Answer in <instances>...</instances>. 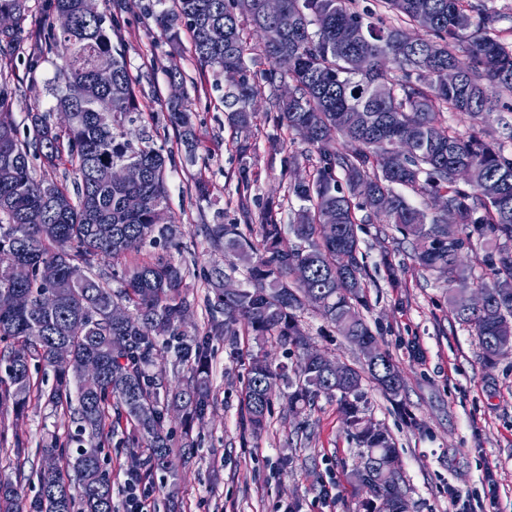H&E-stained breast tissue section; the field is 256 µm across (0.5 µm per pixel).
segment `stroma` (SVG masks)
<instances>
[{
    "label": "stroma",
    "instance_id": "1",
    "mask_svg": "<svg viewBox=\"0 0 512 512\" xmlns=\"http://www.w3.org/2000/svg\"><path fill=\"white\" fill-rule=\"evenodd\" d=\"M114 26L124 40L126 58L137 77L140 115L132 134H146L173 151L167 165L168 211L179 224L180 253L198 267L228 264L223 251L211 247L207 228L224 219L241 220L238 184L248 178L252 211L271 205L290 214V173H312L318 153L301 136L288 130L271 103L285 94L289 79L275 87L264 84L272 62L261 56V38L245 26V59L262 84L254 102L256 123L251 148L239 153L233 127L216 90V74L201 65L190 41L173 51L161 39L157 0H109ZM58 60L49 57L36 70L17 69L11 79L19 88L13 103L18 124L31 108L48 109ZM179 71L181 91L192 111L199 137L195 163L177 150L178 132L167 119L165 103L172 92L171 71ZM499 112L469 120L447 112L449 127L475 135L512 153V94L502 96ZM207 192L199 194L196 185ZM359 236L372 277L367 322L379 345L404 376L405 389L396 400L366 384L369 413L397 442L403 489L412 512H461L449 489L466 497L471 512L493 506L512 512V356L486 367L476 336L453 317L446 284L436 274L414 266L398 250L393 231L376 222L364 224ZM301 324L312 345L329 358L358 366L363 358L315 309L305 310ZM212 399L204 423L185 428L181 413L170 411L165 426L176 441L190 440L189 452L171 456L175 487L164 486L159 475H145L141 485L150 512H362L365 497L350 473L359 449L347 434L336 401L319 399L315 408L299 414L288 410V389L273 395L272 414L260 437L242 441L238 417L243 378L252 356L267 354L284 362L285 351L275 341L261 342L241 335L236 341L210 339ZM0 436V478L18 485L23 500L38 489L39 453L51 435L65 436L60 415L47 403L29 400L9 412ZM22 440L28 462L23 472L8 465L15 440ZM145 451L131 453L122 435H115L105 460L112 473V504L126 512V480Z\"/></svg>",
    "mask_w": 512,
    "mask_h": 512
}]
</instances>
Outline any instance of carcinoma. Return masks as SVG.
<instances>
[{
  "instance_id": "carcinoma-1",
  "label": "carcinoma",
  "mask_w": 512,
  "mask_h": 512,
  "mask_svg": "<svg viewBox=\"0 0 512 512\" xmlns=\"http://www.w3.org/2000/svg\"><path fill=\"white\" fill-rule=\"evenodd\" d=\"M354 2L283 0L278 17L264 14L262 0H172L161 11L169 46L177 48L181 30H187L200 64L225 75L224 107L241 132L253 125L250 107L260 89L244 62L239 17L262 34L271 31L272 37L262 38V53L293 83V93L275 98L274 107L288 129L318 152L315 173L288 186L300 202L290 224L294 245H284L277 210L265 207L255 218L243 193V221L250 227L258 220L260 241L238 224L210 225L211 245L243 264L249 280L228 295L224 267L202 269L208 318L203 336L191 338L183 321L191 307L182 291L187 263L162 255L128 258L147 243L172 244L177 229L167 216L169 156L162 146L133 140L128 129L138 112L135 79L122 41L112 40V16L96 0H45L46 19L27 34V0H0V14L14 19L9 30H0V61L12 70L22 65L32 71L55 54L62 64L52 82L53 109L70 114L63 128L51 122L48 111L30 112L20 135L11 112L17 89L0 70V342L10 344L0 354V419L4 408L25 406L34 391L76 424L67 441L42 448L45 458H60L64 465L40 471L29 510H23L17 487L0 481V512H115L112 475L101 455L123 423L129 427L124 443L149 450L148 469L170 472L173 438L165 413L181 408L188 426L204 420L211 395L210 337H236L241 328L258 339H274L296 358L289 367L272 364L265 354L251 357L239 418L242 440L266 426L272 401L264 386L270 379L290 388L288 407L296 414L322 397L336 399L348 435L360 448L351 479L367 494L361 506L373 512L380 493L397 490L398 478L382 467L396 442L368 416L364 381L392 399L401 390L384 384L393 362L364 314L371 276L358 211L391 226L410 245L415 266L444 280L450 310L477 337L485 364L512 355V345H506L512 339V155L450 130L442 119L445 109L469 117L499 110V92H512V45L494 34L498 15L482 2L425 0L432 15L425 29L432 39L409 45L401 35L407 26L421 25L418 0H379L394 15L382 26L367 20ZM450 67L459 72L456 86L448 85ZM167 109L191 162L197 139L185 98L170 96ZM338 136L343 151L336 149ZM125 165L137 168L139 177L105 178L107 170ZM458 165L474 171L468 189L454 178ZM62 166L71 168L73 181L56 178ZM396 186L442 193L448 210L430 214ZM131 199L138 207L129 206ZM327 210L336 212V223H323ZM450 225L456 229L452 243ZM476 244L484 250L485 273L472 285L487 292L489 304L483 311H459L453 284L469 277L461 253ZM99 256L120 269L81 284L69 280L70 266L90 267ZM17 263L29 269L22 282L12 278ZM115 279L122 284L118 291L112 290ZM312 291L320 296L326 320L348 321L341 333L351 343H374L380 366H351L338 384L305 358L311 343L298 312ZM18 294L28 297L27 306L15 305ZM45 294L56 298L51 310L41 304ZM113 306L124 308L127 318H109ZM163 336L180 337L167 349L173 368L189 373L181 387H171L165 372L151 371ZM88 358L103 366L92 388L80 374ZM34 368L54 373L49 390L35 386Z\"/></svg>"
}]
</instances>
